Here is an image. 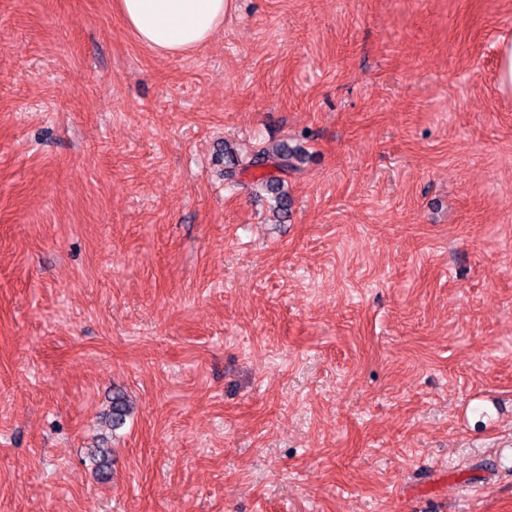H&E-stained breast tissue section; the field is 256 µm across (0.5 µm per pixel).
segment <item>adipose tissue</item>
<instances>
[{"instance_id": "ef3b65f1", "label": "adipose tissue", "mask_w": 512, "mask_h": 512, "mask_svg": "<svg viewBox=\"0 0 512 512\" xmlns=\"http://www.w3.org/2000/svg\"><path fill=\"white\" fill-rule=\"evenodd\" d=\"M115 6L143 44L180 56L211 39L223 26L232 0H116Z\"/></svg>"}]
</instances>
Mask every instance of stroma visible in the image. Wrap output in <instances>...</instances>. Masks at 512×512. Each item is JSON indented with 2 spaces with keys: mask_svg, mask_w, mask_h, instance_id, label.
I'll return each instance as SVG.
<instances>
[{
  "mask_svg": "<svg viewBox=\"0 0 512 512\" xmlns=\"http://www.w3.org/2000/svg\"><path fill=\"white\" fill-rule=\"evenodd\" d=\"M233 4L0 0V512H512V0ZM126 26L145 45L168 56L206 44L224 25L231 0H116ZM499 91L512 94V38L502 36L498 48ZM300 160L301 155L298 151L293 150L284 144H277L259 150L249 160L248 165H246L244 169L252 168L261 171V175L257 180H260L261 185L274 195L277 210L286 214L290 204L288 196L283 191L284 180L277 175L265 172V168H268L269 165H273L277 168L280 174H286L291 171L299 170L300 167L297 163ZM274 167H271V170L276 171ZM129 413V403L124 392L120 390L113 391L112 406L109 412L105 415V422H108V425L112 430H116L124 425Z\"/></svg>",
  "mask_w": 512,
  "mask_h": 512,
  "instance_id": "obj_1",
  "label": "stroma"
}]
</instances>
